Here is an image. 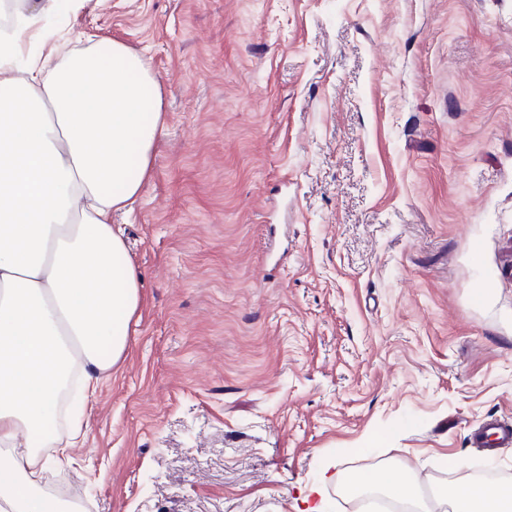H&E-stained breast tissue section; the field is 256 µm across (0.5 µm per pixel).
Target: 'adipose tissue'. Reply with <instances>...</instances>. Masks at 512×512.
I'll return each mask as SVG.
<instances>
[{
    "instance_id": "adipose-tissue-1",
    "label": "adipose tissue",
    "mask_w": 512,
    "mask_h": 512,
    "mask_svg": "<svg viewBox=\"0 0 512 512\" xmlns=\"http://www.w3.org/2000/svg\"><path fill=\"white\" fill-rule=\"evenodd\" d=\"M18 21L0 44V512H60L36 492L69 460L82 412L122 357L139 278L114 212L131 208L163 120L158 82L115 40L22 77ZM76 379L67 439L40 452L65 373ZM450 512H512V484L462 481Z\"/></svg>"
}]
</instances>
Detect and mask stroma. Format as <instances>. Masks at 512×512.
<instances>
[{
    "label": "stroma",
    "instance_id": "1",
    "mask_svg": "<svg viewBox=\"0 0 512 512\" xmlns=\"http://www.w3.org/2000/svg\"><path fill=\"white\" fill-rule=\"evenodd\" d=\"M24 61L103 38L164 128L117 216L127 346L66 467L81 512H363L512 447V0H42ZM474 439L483 448L510 447L512 446V426L491 421L477 429ZM372 481L374 485L387 498L395 500H406L413 497L414 484L405 480H401L394 473L384 472L374 474Z\"/></svg>",
    "mask_w": 512,
    "mask_h": 512
}]
</instances>
